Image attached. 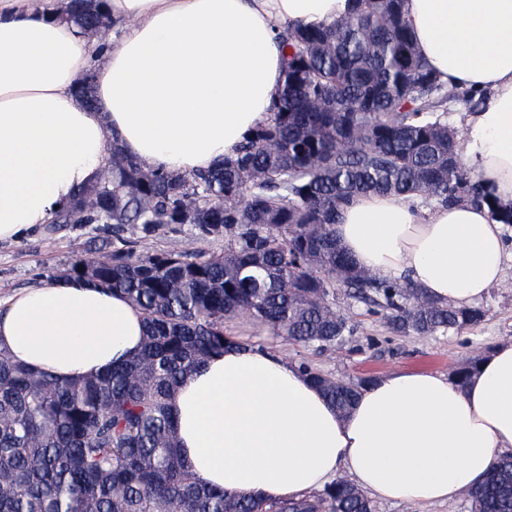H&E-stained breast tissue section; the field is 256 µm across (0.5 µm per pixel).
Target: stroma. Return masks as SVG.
<instances>
[{
  "mask_svg": "<svg viewBox=\"0 0 512 512\" xmlns=\"http://www.w3.org/2000/svg\"><path fill=\"white\" fill-rule=\"evenodd\" d=\"M112 242L93 225H61L55 232L38 226L22 238L0 242V310L14 294L43 285L68 273L79 257L97 258L111 252ZM484 320L461 336H397L379 318L356 310L358 334L346 346L324 354L288 344L265 330L238 323L239 339L269 348L289 361L308 358L326 374L343 379L393 372L430 370L445 376L471 358L488 353L497 343L512 340V256L505 262L503 285L483 299ZM376 337L369 345L368 337Z\"/></svg>",
  "mask_w": 512,
  "mask_h": 512,
  "instance_id": "obj_1",
  "label": "stroma"
}]
</instances>
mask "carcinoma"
<instances>
[{
    "label": "carcinoma",
    "instance_id": "obj_1",
    "mask_svg": "<svg viewBox=\"0 0 512 512\" xmlns=\"http://www.w3.org/2000/svg\"><path fill=\"white\" fill-rule=\"evenodd\" d=\"M71 2L83 30L100 23L89 0ZM404 2L353 0L351 14L323 28L285 29L282 92L221 163L173 173L112 147L111 180L79 191L89 207L53 213L51 227L100 224L112 234V253L91 272L75 260L67 278L124 294L146 333L135 357L74 381L0 350V512H377L347 478L283 501L208 487L178 452L171 402L207 359L248 346L229 329L242 317L320 353L357 333L340 291L403 336H460L484 318L359 268L333 233L341 209L367 193L485 204L512 224V208L481 191L448 136L452 104L480 101L431 71ZM131 224L144 238L188 225L195 239L224 247L140 254ZM297 365L342 415L371 382L338 385L307 359ZM467 497L469 512H512V454Z\"/></svg>",
    "mask_w": 512,
    "mask_h": 512
}]
</instances>
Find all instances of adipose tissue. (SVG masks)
I'll list each match as a JSON object with an SVG mask.
<instances>
[{
  "mask_svg": "<svg viewBox=\"0 0 512 512\" xmlns=\"http://www.w3.org/2000/svg\"><path fill=\"white\" fill-rule=\"evenodd\" d=\"M351 0H104L120 36L93 57L56 0H0V241L48 223L94 184L115 142L148 167L188 173L232 155L284 80L283 28L327 25ZM439 79L480 93L459 150L490 198L512 205V0H405ZM97 67L94 105L75 92ZM358 267L470 307L500 285L512 246L486 206L425 208L354 197L334 226ZM144 318L79 281L30 288L0 312V350L63 379L138 354ZM177 440L208 485L268 501L347 473L373 498L446 502L512 451V341L465 385L432 371L374 378L339 415L297 365L227 348L177 389Z\"/></svg>",
  "mask_w": 512,
  "mask_h": 512,
  "instance_id": "1",
  "label": "adipose tissue"
}]
</instances>
